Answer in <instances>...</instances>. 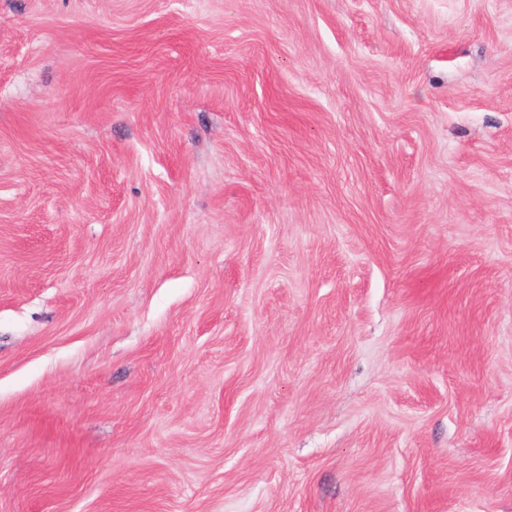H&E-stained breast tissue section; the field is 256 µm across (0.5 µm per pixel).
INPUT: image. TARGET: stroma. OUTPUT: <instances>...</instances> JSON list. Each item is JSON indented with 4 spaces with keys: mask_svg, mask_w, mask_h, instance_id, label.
<instances>
[{
    "mask_svg": "<svg viewBox=\"0 0 512 512\" xmlns=\"http://www.w3.org/2000/svg\"><path fill=\"white\" fill-rule=\"evenodd\" d=\"M0 512H512V0H0Z\"/></svg>",
    "mask_w": 512,
    "mask_h": 512,
    "instance_id": "obj_1",
    "label": "stroma"
}]
</instances>
